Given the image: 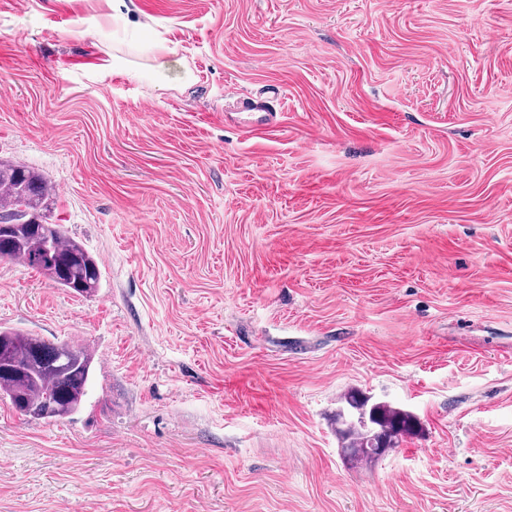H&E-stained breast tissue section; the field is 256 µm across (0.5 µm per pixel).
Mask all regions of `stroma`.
<instances>
[{"mask_svg":"<svg viewBox=\"0 0 512 512\" xmlns=\"http://www.w3.org/2000/svg\"><path fill=\"white\" fill-rule=\"evenodd\" d=\"M127 5L0 0V160L104 267L0 260V327L95 357L71 418L0 397V512H512V0ZM352 388L415 435L350 462Z\"/></svg>","mask_w":512,"mask_h":512,"instance_id":"stroma-1","label":"stroma"}]
</instances>
